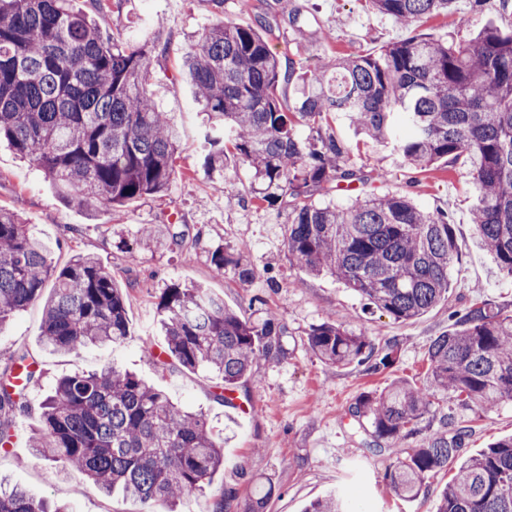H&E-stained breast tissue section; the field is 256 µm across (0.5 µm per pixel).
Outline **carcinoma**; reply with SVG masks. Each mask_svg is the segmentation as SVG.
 I'll list each match as a JSON object with an SVG mask.
<instances>
[{
    "label": "carcinoma",
    "instance_id": "cac0c4a2",
    "mask_svg": "<svg viewBox=\"0 0 512 512\" xmlns=\"http://www.w3.org/2000/svg\"><path fill=\"white\" fill-rule=\"evenodd\" d=\"M372 9L409 28L448 13L454 0H367ZM155 44L102 34L72 0H0V138L34 161L62 197L105 210L143 196H162L179 175V133L147 87ZM184 67L205 114L203 172L224 178L234 150L247 162L262 199L288 197L284 247L290 262L326 272L358 293L368 309L397 320L420 316L448 294V272L458 257L448 213L419 208L405 195H357L345 204L316 196L333 184L362 181L348 142L324 130L343 112L368 139L424 170L440 161L462 164L478 192L472 210L481 245L512 277V33L485 25L459 43L423 34L377 55L344 54L326 69L281 72L268 40L255 27L224 18L196 35ZM285 81L303 86L285 107ZM310 135L304 137L300 127ZM153 240L143 228L122 239L128 261ZM237 253L211 252L219 274L231 269L247 283L252 265ZM42 340L78 354L91 345L118 346L129 336L125 299L108 270L89 254L59 268L32 225L0 207V330L39 300ZM158 322L165 354L181 367L212 372L231 390L260 354L283 353L286 328L266 312L256 323L224 306L202 285L161 289ZM310 351L324 362L392 366L398 346L379 348L331 318L307 333ZM39 381L24 352L0 373V445L15 436L25 411L15 373ZM487 415L512 402V312L486 302L451 316L448 331L428 348L419 383L399 380L366 392L354 413L379 441L419 437L387 473L395 493L420 495L429 474L457 462L434 512H512V437L477 455H462L469 426L453 436H420L425 417L446 425L437 399ZM41 426L31 436L35 456L63 463L108 494L135 498L173 512L184 497L203 493L224 464V430L187 411L138 375L116 366L60 379L41 403ZM345 491L311 502L305 512H346ZM0 512H67L25 490L0 485Z\"/></svg>",
    "mask_w": 512,
    "mask_h": 512
}]
</instances>
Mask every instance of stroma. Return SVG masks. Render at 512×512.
Masks as SVG:
<instances>
[{
	"mask_svg": "<svg viewBox=\"0 0 512 512\" xmlns=\"http://www.w3.org/2000/svg\"><path fill=\"white\" fill-rule=\"evenodd\" d=\"M241 12L237 0H110L102 27L107 34L131 41H153L162 53L149 77L159 107L175 121L183 171L164 196H146L113 211L67 202L36 164L20 160L0 144V206L33 224L48 244L56 265L74 254L90 253L109 269L125 292L131 334L118 348L90 346L80 354L54 351L41 337L42 302L14 315L0 330V370L12 356L28 351L38 361L42 378L28 393V413L12 447L0 450V480L23 487L33 498L69 512H146L136 499L105 495L90 481L72 476L59 463L36 459L30 437L40 425V404L55 381L78 372L115 365L135 372L174 402L208 414L223 429L224 466L212 476L213 490L230 485L237 498L226 512H246L255 493L274 485L265 512H304L313 499L350 492L351 512H430V498L454 477L448 468L427 479L428 493L414 500L399 498L385 473L413 440L378 443L365 419L353 406L365 391H382L392 381L422 379L428 368L430 342L448 329L450 312L483 300L512 309V278L500 273L479 245L471 221L475 186L466 169L439 163L417 171L404 165L388 148L355 145L353 162L365 178L364 188L381 195L406 194L419 207L448 212L454 228L458 260L451 266L448 294L417 318L397 321L363 310L360 296L335 277L313 275L293 266L284 248L288 206L268 203L252 190V173L239 158L228 157L224 181L215 184L200 168L204 130L193 85L179 70V60L193 35L223 17L262 26L281 63L317 71L331 56L377 54L411 33L390 17L374 12L367 0H250ZM469 16L470 27L458 24ZM493 24L512 32V9L479 11L473 0H457L454 13L422 22L419 33L460 42L472 30ZM150 226L154 247L141 250L129 262L118 246L120 238ZM184 232L177 245L172 233ZM201 242H194V235ZM247 246L255 278L239 283L232 273L217 274L210 251L235 252ZM172 282L201 284L223 296L226 308L248 320L266 311L279 315L287 328L284 352L258 356L251 373L236 387L249 414L217 401L223 380L214 374L176 368L157 374L150 357L163 350L156 320L157 297ZM372 339L378 346L398 345L393 367L370 372L363 367H336L317 359L307 345L309 329L325 317ZM512 436V403L473 421L465 440L466 455H474L501 438Z\"/></svg>",
	"mask_w": 512,
	"mask_h": 512,
	"instance_id": "stroma-1",
	"label": "stroma"
}]
</instances>
